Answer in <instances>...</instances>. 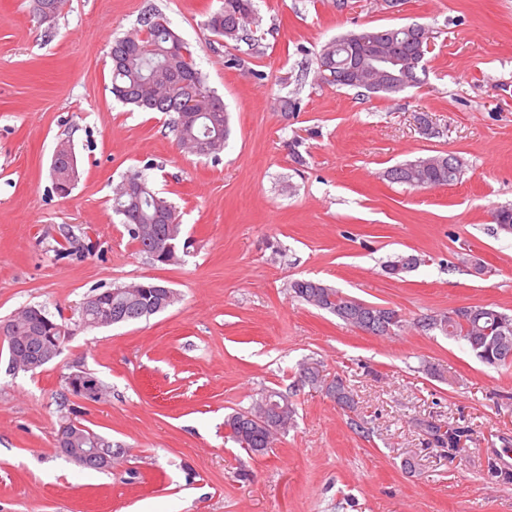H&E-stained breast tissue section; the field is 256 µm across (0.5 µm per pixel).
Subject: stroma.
Instances as JSON below:
<instances>
[{
    "mask_svg": "<svg viewBox=\"0 0 512 512\" xmlns=\"http://www.w3.org/2000/svg\"><path fill=\"white\" fill-rule=\"evenodd\" d=\"M219 0H65L53 23L31 0H0V321L41 305L73 330L36 373L9 370L0 343V512H512V366L420 327L433 312L494 305L512 313V0H255L246 37L205 22ZM159 12L229 114L218 159L180 148L172 117L111 93L114 38ZM429 29L424 84L384 99L327 83L317 55L369 26ZM296 103L283 113L281 98ZM73 145L69 196L50 176ZM450 153L458 182H389L400 163ZM139 171L177 207L192 246L182 261L140 253L112 210ZM85 257H78V250ZM413 255L392 276L386 262ZM152 278L170 308L131 324L80 329L95 289ZM325 281L396 311L376 336L294 298ZM321 361L353 408L299 376ZM107 387L86 402L77 369ZM297 414L260 456L224 419L262 393ZM78 421L125 448L120 466L84 469L57 453ZM463 424L456 456L434 430Z\"/></svg>",
    "mask_w": 512,
    "mask_h": 512,
    "instance_id": "stroma-1",
    "label": "stroma"
}]
</instances>
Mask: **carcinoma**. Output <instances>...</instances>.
I'll use <instances>...</instances> for the list:
<instances>
[{"label":"carcinoma","mask_w":512,"mask_h":512,"mask_svg":"<svg viewBox=\"0 0 512 512\" xmlns=\"http://www.w3.org/2000/svg\"><path fill=\"white\" fill-rule=\"evenodd\" d=\"M252 14L253 0H222V5L209 17L206 26L212 34L226 41H239L243 39L244 24ZM144 23V34L126 35L112 43L110 55L115 58L111 67L112 94L122 103L141 112L177 114L179 105L172 99L171 91L165 83L170 78L176 83L189 81L198 94L195 111L200 116L190 124L173 121L178 140L192 153L197 141L207 139L211 149L205 156H218L224 151L229 134L224 103L217 98L209 99L210 89L196 68L191 51L169 26L168 20L157 15L145 19ZM351 36V32L343 34L322 46L318 54L319 65L327 63L345 69L348 66ZM358 36L387 48L392 47L395 53L403 57L419 58L417 66L406 69L405 80L401 85L381 86L369 90V93L389 98L422 84L427 74L428 32H423V40L420 42L416 40L415 33L407 31L405 26L366 27L358 32ZM50 171L55 184L77 181L78 170L64 161L50 168ZM461 172L462 166L456 156L435 154L391 168L388 178L393 183L429 188L450 185L460 179ZM122 197L121 188H116L112 196V208L121 217L139 252H146L147 232L160 235L168 231L167 225L157 222L160 211H168L173 216L175 232H182L176 206L152 187H147L135 203L124 201ZM140 284L151 287V290L131 294L117 287L103 290L99 296L105 306L126 314L150 305L159 306L164 311L174 303L175 297L168 298L165 291L159 292L152 288L156 284L153 279L144 278ZM290 288L300 301L335 315L353 328L378 336H390L404 328L401 315L396 310L360 301L318 280L298 279L291 283ZM11 320L16 322L17 341L13 347L15 356L27 359L45 349L47 333L33 329L18 313ZM420 323L427 330H437L445 336L463 341L467 349L487 366H512V315L506 312L490 305L463 306L427 315ZM300 372L308 374L305 382L312 386L320 389L327 386L334 388L338 404L348 408L354 405L353 394L343 379L323 374L319 361L312 359L302 363ZM268 412L275 414L277 420L286 427L294 422L295 407L290 396L270 391L250 409L228 415L224 420V428L240 447L255 455H262L270 448L274 436L255 423L252 417ZM465 437V428L451 426L448 432L436 435V442L453 453ZM72 447L110 449L112 438L96 431L91 434L84 432L73 438Z\"/></svg>","instance_id":"carcinoma-1"}]
</instances>
